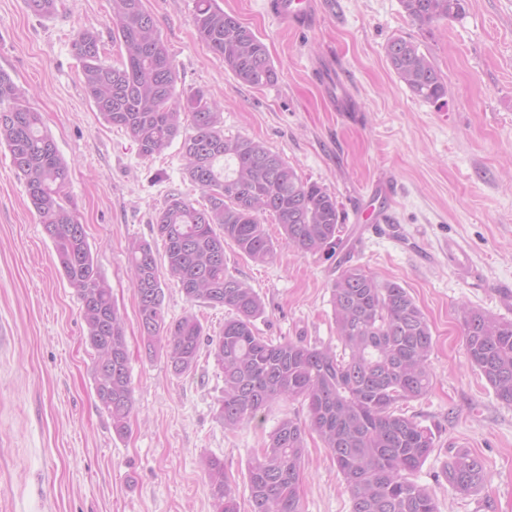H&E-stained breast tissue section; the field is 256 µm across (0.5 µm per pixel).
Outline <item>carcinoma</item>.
I'll return each instance as SVG.
<instances>
[{
  "label": "carcinoma",
  "instance_id": "cac0c4a2",
  "mask_svg": "<svg viewBox=\"0 0 512 512\" xmlns=\"http://www.w3.org/2000/svg\"><path fill=\"white\" fill-rule=\"evenodd\" d=\"M400 3L412 20L432 24L461 16L465 0ZM26 5L45 17L54 13L57 0H26ZM194 22L201 41L240 82L256 88L277 82L265 43L216 0H195ZM110 23L112 41L123 48L118 66L106 63L97 33L84 30L75 40L88 98L106 123L132 136L144 158L162 153L188 127L181 143L186 174L206 198L197 208L179 193L167 197L155 218L163 263L150 242L128 245L147 351L166 349L173 371L184 374L196 368L201 343L207 342L224 375L217 412L229 431L257 419L276 399L307 403L308 422L281 421L248 465L251 512H303L299 481L309 432L330 451L350 490L351 512H438L430 490L410 479L433 451L434 434L402 411L433 383V337L425 314L399 283L379 281L350 265L331 285L342 353L330 345L275 343L259 335L254 321L264 313L263 302L227 271L224 245L232 243L256 264L268 263L275 254L264 229L268 215L280 224L288 245L304 254L331 253L343 245L336 197L322 185L302 181L264 143L224 137L220 107L204 91L176 96V69L143 0H112ZM385 52L414 96L433 103L447 96L442 74L413 41L395 36ZM29 97L0 72V147L9 152L81 301L86 339L96 353L95 395L115 434L124 437L134 389L123 318L67 195L69 167ZM167 280L191 303L224 307L219 336L205 335L192 313L166 321ZM461 321L468 362L497 399L512 406V320L465 306ZM205 470L214 512H239L224 461L210 457ZM445 476L463 496L479 492L487 479L483 460L466 449L450 456Z\"/></svg>",
  "mask_w": 512,
  "mask_h": 512
}]
</instances>
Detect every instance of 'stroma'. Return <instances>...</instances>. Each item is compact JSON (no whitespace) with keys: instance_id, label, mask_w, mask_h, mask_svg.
Instances as JSON below:
<instances>
[{"instance_id":"1","label":"stroma","mask_w":512,"mask_h":512,"mask_svg":"<svg viewBox=\"0 0 512 512\" xmlns=\"http://www.w3.org/2000/svg\"><path fill=\"white\" fill-rule=\"evenodd\" d=\"M315 25L285 30L265 0H217L267 46L275 84H242L199 40L195 0H143L178 80L217 101L224 134L266 144L299 177L326 187L342 218L344 254L381 281L407 288L433 336L429 392L404 405L430 427L436 446L414 479L438 512H512V406L469 364L461 307L512 319V0H466L457 19L422 25L400 0H320ZM110 0H58L33 15L26 0H0V70L32 93L70 166L67 191L124 318L134 402L131 432L118 437L94 392L93 351L81 302L9 153L0 149V512H213L204 472L224 461L240 512H250L246 472L282 419L306 420L299 400L271 403L259 418L225 431L217 417L224 376L201 348L196 368L173 372L165 350L147 353L138 324L127 247L162 242L155 216L170 193L205 196L185 172L180 140L140 156L125 130L106 123L84 91L74 41L99 34L106 60H122L110 35ZM417 43L448 85L442 100L416 98L391 69L388 40ZM353 102L335 111L323 85ZM265 229L275 256L257 266L224 247L227 268L260 295L259 335L335 343L330 287L336 258L305 255ZM167 320L193 311L209 335L223 307L190 304L164 288ZM303 512H351V494L316 434L305 438ZM482 458L487 482L463 497L443 467L457 449Z\"/></svg>"}]
</instances>
